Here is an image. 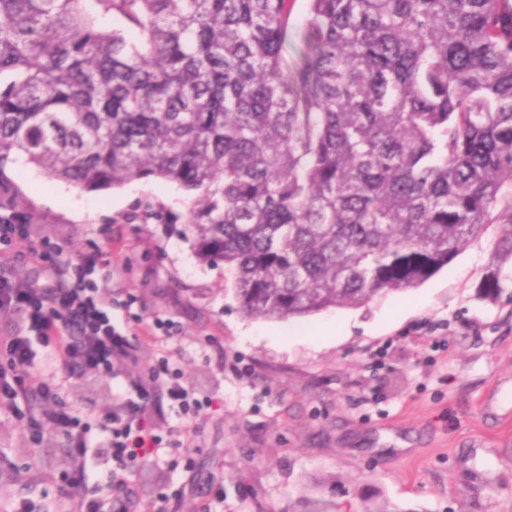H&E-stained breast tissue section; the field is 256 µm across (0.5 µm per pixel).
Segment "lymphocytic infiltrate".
Returning <instances> with one entry per match:
<instances>
[{"mask_svg":"<svg viewBox=\"0 0 512 512\" xmlns=\"http://www.w3.org/2000/svg\"><path fill=\"white\" fill-rule=\"evenodd\" d=\"M0 316L18 319L22 326L17 335L0 340V353L7 357L6 365L0 366V408L14 409L33 398L53 403V410L31 425L36 435L49 428L68 441L73 462L67 480L69 512H127L130 476L163 444L144 416L143 399L163 396L186 420L200 414L201 403L182 384L178 372L148 371L138 399H125L122 408L102 423L115 468L105 494L87 495L85 431L75 414L58 407L59 387L46 369L36 365L32 343L50 346L55 365L69 377L80 378L112 374L115 360L129 356L132 335L118 328L111 296L99 293L82 274L50 288H36L14 275L11 257L1 252Z\"/></svg>","mask_w":512,"mask_h":512,"instance_id":"f902f5d3","label":"lymphocytic infiltrate"}]
</instances>
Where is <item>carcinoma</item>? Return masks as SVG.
<instances>
[{"mask_svg":"<svg viewBox=\"0 0 512 512\" xmlns=\"http://www.w3.org/2000/svg\"><path fill=\"white\" fill-rule=\"evenodd\" d=\"M306 2L290 61L295 0H0V190L177 185L248 318L417 288L493 224L512 259V0Z\"/></svg>","mask_w":512,"mask_h":512,"instance_id":"carcinoma-1","label":"carcinoma"}]
</instances>
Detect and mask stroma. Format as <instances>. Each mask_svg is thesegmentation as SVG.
Here are the masks:
<instances>
[{
    "instance_id": "stroma-1",
    "label": "stroma",
    "mask_w": 512,
    "mask_h": 512,
    "mask_svg": "<svg viewBox=\"0 0 512 512\" xmlns=\"http://www.w3.org/2000/svg\"><path fill=\"white\" fill-rule=\"evenodd\" d=\"M6 174L35 216L36 241L13 246L15 274L38 287L56 269L92 261L88 281L109 292L130 327L167 331L132 340L115 375L67 378L65 402L98 445L89 485L106 488L111 455L96 424L134 396L144 371L169 363L207 401L191 436L167 401L146 414L169 447L129 482V512H296L304 498L361 508L377 487L404 512H512V260L492 265L486 232L419 288L352 309L292 320L250 319L223 265L198 261L178 215L187 194L160 179L86 192L19 161ZM496 275L500 292L481 284ZM72 460L65 438L33 442L0 411V505L66 512Z\"/></svg>"
}]
</instances>
